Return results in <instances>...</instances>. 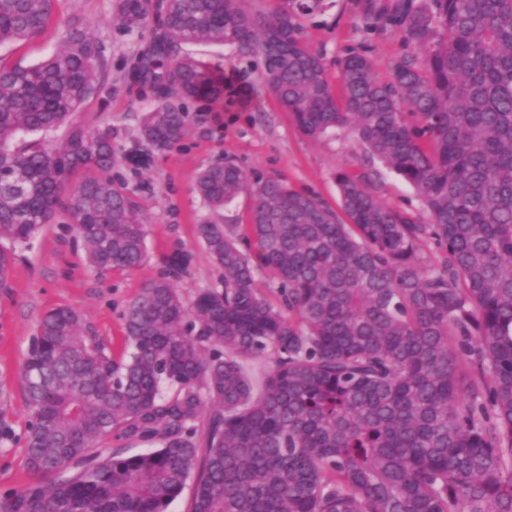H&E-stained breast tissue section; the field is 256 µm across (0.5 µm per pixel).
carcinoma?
I'll use <instances>...</instances> for the list:
<instances>
[{
  "instance_id": "obj_1",
  "label": "carcinoma",
  "mask_w": 512,
  "mask_h": 512,
  "mask_svg": "<svg viewBox=\"0 0 512 512\" xmlns=\"http://www.w3.org/2000/svg\"><path fill=\"white\" fill-rule=\"evenodd\" d=\"M361 2L368 29L402 32L422 58L402 57L381 82L351 49L338 96L301 23L326 0H282L269 16L238 0H166L125 64L128 91L154 102L136 139L168 150L190 121L176 101L224 95V72L184 46L259 53L301 132L352 128L428 222L346 172L343 224L280 179L228 158L207 166L196 192L210 212L252 200L244 226H196L223 287L187 305L171 274L149 281L126 308L120 362L75 311L42 317L23 367L26 454L57 479L0 495V512H168L189 482L191 512H512V0ZM52 7L0 0V45L42 35ZM150 7L116 0L112 23L139 30ZM107 68L76 21L47 59L0 60L1 290L60 210L92 269L146 260L150 218L111 176L125 130L70 123ZM61 129V144L44 142ZM425 238L443 253L427 271ZM259 270L277 301L257 288ZM112 434L154 449L95 460Z\"/></svg>"
}]
</instances>
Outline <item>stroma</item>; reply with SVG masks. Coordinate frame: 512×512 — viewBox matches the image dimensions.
Masks as SVG:
<instances>
[{
  "label": "stroma",
  "mask_w": 512,
  "mask_h": 512,
  "mask_svg": "<svg viewBox=\"0 0 512 512\" xmlns=\"http://www.w3.org/2000/svg\"><path fill=\"white\" fill-rule=\"evenodd\" d=\"M114 8V0H54L47 30L27 42L0 45V57L11 64L37 63L60 47L68 23H86L105 46L111 67L97 95L72 122L88 130L112 125L130 137L151 104L130 96L120 76L126 56L145 36L119 32L110 21ZM303 33L308 45L322 55L327 78L336 89L341 86L339 61L348 50H366L375 75L384 81L403 55L415 51L400 33L368 30L358 0H334L325 11L305 17ZM186 51L223 68L246 95L232 106L221 101L188 104L187 136L172 150L152 152L148 166L133 167L128 161L133 145L129 138L123 141L115 169L151 217L145 264L135 270L94 272L60 214L44 227L33 248L18 253L11 268V291L0 294V429L9 431L8 438L0 440V494L52 481L51 476L29 471L25 460L28 407L22 366L45 313L59 307L78 311L90 333L118 359L124 351V312L148 280L173 271L174 286L187 302L199 289L222 287L223 270L196 237L197 224L209 220L210 213L194 184L212 162L232 158L249 174L284 179L333 209L340 206L335 175L344 171L365 177L386 206L419 223L428 221L415 190L370 160L353 130L304 136L267 89L261 57L207 43L188 45Z\"/></svg>",
  "instance_id": "1"
}]
</instances>
